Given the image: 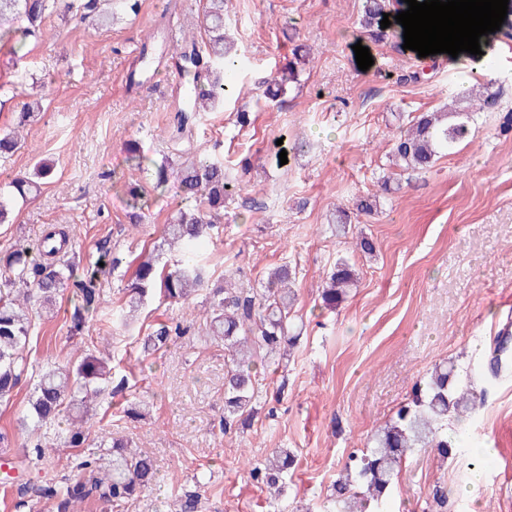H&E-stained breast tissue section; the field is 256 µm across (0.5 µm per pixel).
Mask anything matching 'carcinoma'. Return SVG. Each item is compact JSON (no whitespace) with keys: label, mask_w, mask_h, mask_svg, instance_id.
I'll list each match as a JSON object with an SVG mask.
<instances>
[{"label":"carcinoma","mask_w":512,"mask_h":512,"mask_svg":"<svg viewBox=\"0 0 512 512\" xmlns=\"http://www.w3.org/2000/svg\"><path fill=\"white\" fill-rule=\"evenodd\" d=\"M57 0H0V21L20 20L23 25L0 33V39L12 46L24 47L50 6ZM79 19L94 24L100 17L101 0H81ZM399 0H363L359 20L364 36L374 41L385 39L380 26L383 14L398 10ZM205 22L209 47L201 51L196 40L185 42L178 57L188 63L185 84L192 93L191 111L204 112L224 102L230 86L219 77L206 78L200 85L195 76L213 71L231 72L238 67L239 57L224 46V0H206ZM296 80L294 67L267 83L263 95L275 99L286 93L287 84ZM476 86L462 85L446 112L423 113L409 122L397 136L392 152L403 170L426 171L439 158L468 138L475 116L481 112H504L503 124L512 126V109L501 107L500 90L493 83L475 80ZM52 166L41 162L33 177L13 182L14 193L22 198L38 192L51 179ZM177 177L183 193L177 213L165 225L163 242L183 252L184 258L165 270L154 260L138 265L131 285L128 306L139 309L150 293L163 301L184 303L202 287L205 270L196 259L204 238L211 235L224 202L237 193L238 184L226 178L224 165L207 155H198L183 166ZM132 223L144 218L143 193L128 192ZM122 259L103 246L95 262L77 272L76 263L61 257L60 243L48 233L37 247L21 245L0 257V399H8L20 384L25 372L22 352L29 342L32 320L30 311L57 304L64 290L71 288L77 297L71 320L79 329L94 314L103 295L102 284L119 268ZM240 271L227 269L224 285L214 288L206 300L202 325L207 337L224 341L227 371L224 376L225 424L244 429L257 414L258 379L255 359L263 356L282 362L294 346L299 334L292 323L295 294L292 271L286 265L276 267L268 276L264 292L258 294L239 278ZM354 265L339 258L329 271L321 291L324 307L341 306L350 290L357 285ZM183 334L180 323L160 324L146 337L152 350L168 346ZM112 383L105 362L91 353L66 365L52 366L39 374L28 400L22 422L33 430L58 425L67 448H83L88 432L81 411L98 401ZM477 397L468 374L455 365L439 366L429 379L415 388L412 399L401 406L388 425L372 438L373 446L354 455L345 474L336 480L333 507L330 512H368L397 481L402 460L416 450L434 448L448 458L454 455L458 441L444 434L448 418L475 408ZM99 453L76 455L75 474L65 482L40 483L26 481L17 488L18 506L34 507L45 499L52 512H82L90 501L117 507L157 481V470L146 455L132 452L121 439L104 435ZM52 449L41 440L28 441L22 452V463L37 468L51 466ZM295 465V456L279 448L266 461L250 470V477L277 491ZM206 476L196 478L197 489L184 493L180 512H197L200 490L208 487Z\"/></svg>","instance_id":"obj_1"}]
</instances>
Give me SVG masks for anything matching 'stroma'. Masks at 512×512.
<instances>
[{"instance_id":"stroma-1","label":"stroma","mask_w":512,"mask_h":512,"mask_svg":"<svg viewBox=\"0 0 512 512\" xmlns=\"http://www.w3.org/2000/svg\"><path fill=\"white\" fill-rule=\"evenodd\" d=\"M175 14L180 25L172 41L167 24ZM360 15L361 0H224L227 44L240 56L224 80L245 94L199 113L183 134L174 128L167 85L177 40H209L199 0H140L137 13L118 11L104 26L50 10L19 53L0 45V133L12 128L24 102L42 98L21 148L0 161V188L38 161L55 168L34 199L17 203L13 223L0 224V254L62 228L76 262L93 261L103 245L122 258L82 335L71 333L76 299L67 291L57 315L34 314L23 352L37 372L76 359L107 336L103 360L133 385L94 408L86 426L91 437L107 431L147 452L160 483L120 507L92 502L86 512H179L183 489L202 471L212 479L199 512H325L350 454L369 447L416 384L445 362L472 372L480 403L470 417L448 424L467 438L445 460L431 449L408 456L380 510L512 512V381L488 371L501 306L512 300V131H501L500 113H486L430 171L394 166L392 146L409 116L443 108L474 62L418 57L404 49L395 22L384 40L371 41L360 34ZM358 43L374 60L365 71L355 60ZM147 45L155 51L149 71L137 55ZM298 52L308 57L298 82L277 100L254 98L258 84L280 76ZM243 110L251 118L245 127L236 118ZM278 140L288 148L280 167L266 159ZM134 142L148 169L129 163ZM198 154L222 161L240 184L200 248L211 283L237 268L260 291L273 268L286 264L295 273L300 339L287 373L260 367L263 411L244 430L222 427L223 345L204 341L191 325L206 290L186 304L149 302L127 326L112 321L141 261L155 256L171 264L172 254L156 248L180 194L176 173ZM159 165L171 174L160 189ZM134 186L147 199L140 225L131 224L126 204ZM372 194L380 197L377 213L353 220L375 243L369 257L338 232L332 213ZM344 255L358 285L332 311L323 307L321 289ZM171 318L189 324L188 334L145 351L151 325ZM31 392L25 379L0 402V431L12 439L7 456L29 438L18 419ZM131 402L140 417L124 416ZM276 448L296 458L277 494L249 475Z\"/></svg>"}]
</instances>
